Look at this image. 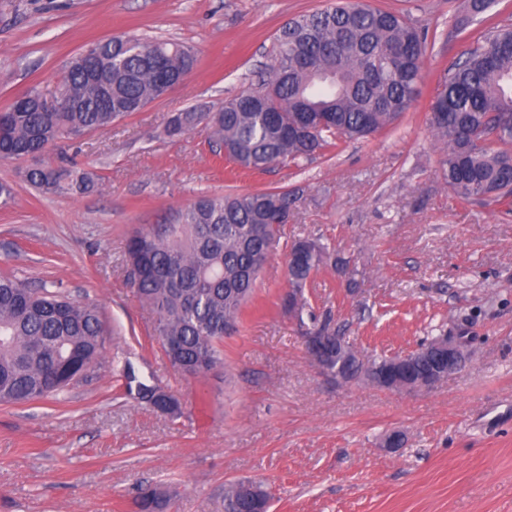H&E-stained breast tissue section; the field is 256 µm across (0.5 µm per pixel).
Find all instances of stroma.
I'll return each mask as SVG.
<instances>
[{
  "instance_id": "stroma-1",
  "label": "stroma",
  "mask_w": 512,
  "mask_h": 512,
  "mask_svg": "<svg viewBox=\"0 0 512 512\" xmlns=\"http://www.w3.org/2000/svg\"><path fill=\"white\" fill-rule=\"evenodd\" d=\"M328 2L0 0V108L52 91L72 57L113 36L182 42L197 58L143 110L44 153L96 174L94 191L45 196L23 179L35 158L0 161L13 188L0 200V272L96 306L107 328L83 378L0 404V512H140L144 488L162 512H224L225 483L242 480L271 491V512H512V203L455 197L429 124L440 78L485 29L467 0H367L428 30L417 101L369 139L250 172L205 133H165L173 114L256 87L277 31ZM260 190L287 193L285 240L320 239L337 260L304 291L319 320L367 356L458 334L465 368L410 392L324 374L282 306L279 247L224 339L225 367L178 374L129 277L127 238L199 195ZM128 355L178 398L179 416L116 395Z\"/></svg>"
}]
</instances>
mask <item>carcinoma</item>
I'll list each match as a JSON object with an SVG mask.
<instances>
[{
	"label": "carcinoma",
	"mask_w": 512,
	"mask_h": 512,
	"mask_svg": "<svg viewBox=\"0 0 512 512\" xmlns=\"http://www.w3.org/2000/svg\"><path fill=\"white\" fill-rule=\"evenodd\" d=\"M425 52L424 35L404 17L361 0H332L293 18L276 35L273 64L261 85L212 112L189 109L172 116L166 132L196 129L238 167L264 171L309 159L346 139L367 138L392 126L415 102ZM195 56L167 40L114 36L69 62L56 93L71 102L44 112L32 87L0 112V161L35 157L50 142L112 126L160 98L168 82L183 78ZM430 126L445 143L441 175L464 200L512 202V30L491 27L441 78ZM492 141L493 149L487 146ZM25 180L44 194L91 191L97 178L80 169L39 164ZM288 210L279 191L204 195L169 224L143 226L128 238L130 276L138 300L156 315L161 339H175V368L210 372L224 364V327L237 328L260 271L258 256L280 244L275 211ZM291 307L300 327L316 317L304 288L327 265L328 247L315 239L285 244ZM96 309L60 292L33 289L13 274L0 275V403L25 404L59 393L80 378L104 348ZM349 376L386 379L390 357L363 363L351 355ZM128 394L173 417L180 404L125 360ZM260 483L224 484L233 512H268ZM141 512H157L152 489L140 492Z\"/></svg>",
	"instance_id": "obj_1"
}]
</instances>
